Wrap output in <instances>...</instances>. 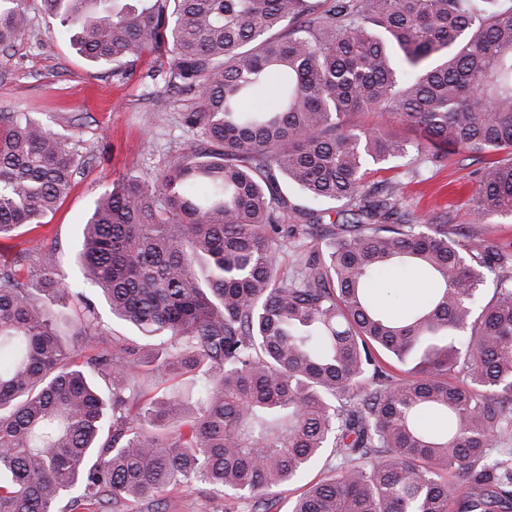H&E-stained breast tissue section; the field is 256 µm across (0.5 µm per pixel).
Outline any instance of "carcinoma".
Here are the masks:
<instances>
[{
  "mask_svg": "<svg viewBox=\"0 0 512 512\" xmlns=\"http://www.w3.org/2000/svg\"><path fill=\"white\" fill-rule=\"evenodd\" d=\"M73 48L125 74L145 54L190 96L199 150L95 202L72 282L41 241L0 265V512H75L159 498L182 481L263 503L331 451L336 473L289 512H512V278L478 307L502 259L420 223L370 165L448 151L503 157L479 169V219L512 216V0H41ZM29 21L0 0V63ZM271 95L274 106L243 108ZM378 112L411 141L351 121ZM77 143L0 112V239L44 225L69 194ZM350 205L283 223L288 190ZM328 233L297 274L288 234ZM433 283L402 317L369 299L382 270ZM112 317L167 345L192 395L140 402L129 382L153 349L90 352ZM80 347L61 340L62 314ZM413 363L409 377L392 373ZM111 379L103 393L92 375ZM441 421L437 432L425 416Z\"/></svg>",
  "mask_w": 512,
  "mask_h": 512,
  "instance_id": "carcinoma-1",
  "label": "carcinoma"
}]
</instances>
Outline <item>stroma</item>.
Segmentation results:
<instances>
[{"mask_svg":"<svg viewBox=\"0 0 512 512\" xmlns=\"http://www.w3.org/2000/svg\"><path fill=\"white\" fill-rule=\"evenodd\" d=\"M30 25L0 64V112H25L62 136L78 139L84 163L60 208L48 215L39 233L56 254L60 268L77 277L75 253L82 226L107 186L132 176L155 174L174 155L195 144L193 132L180 114L190 100L174 101L148 76L150 61L138 63L123 81L112 78L111 67H91L61 33L58 20L45 15L41 0H26ZM478 162L459 153L426 163L410 156L373 166L368 182L400 181L402 204L421 219L448 213L450 238L480 241L501 250L512 249V216L476 220L469 208ZM414 283L417 298H409L406 283ZM432 285L423 272L407 267L375 283L373 301L397 316L425 301ZM163 504L145 499L121 512H252L250 500L223 498L208 486L192 482L171 486Z\"/></svg>","mask_w":512,"mask_h":512,"instance_id":"35a3bbf8","label":"stroma"}]
</instances>
